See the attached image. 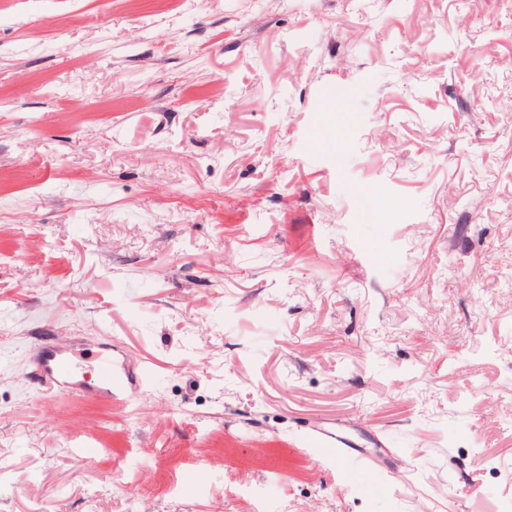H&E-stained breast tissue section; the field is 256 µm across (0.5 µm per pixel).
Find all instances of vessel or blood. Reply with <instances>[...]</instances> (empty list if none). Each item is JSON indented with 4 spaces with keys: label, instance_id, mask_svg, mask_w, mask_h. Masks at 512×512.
I'll use <instances>...</instances> for the list:
<instances>
[{
    "label": "vessel or blood",
    "instance_id": "b4317fda",
    "mask_svg": "<svg viewBox=\"0 0 512 512\" xmlns=\"http://www.w3.org/2000/svg\"><path fill=\"white\" fill-rule=\"evenodd\" d=\"M32 360L44 384L52 389L82 397H96L102 394L105 385L112 382L110 362H103L98 382H90L80 372L66 349L51 342L37 344L32 353ZM313 445L329 458L335 459L344 468L362 473L367 466L366 453L352 447L345 436L331 432L314 436Z\"/></svg>",
    "mask_w": 512,
    "mask_h": 512
}]
</instances>
